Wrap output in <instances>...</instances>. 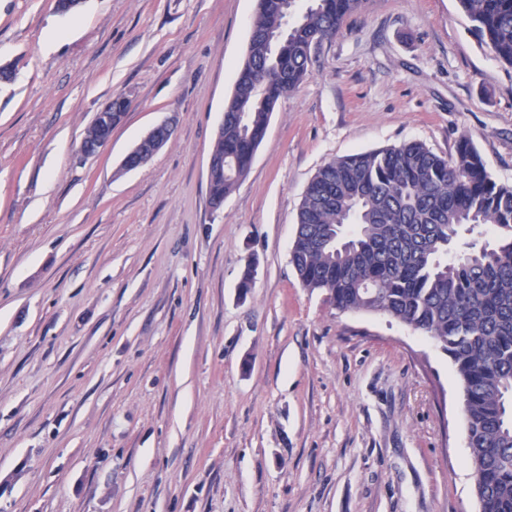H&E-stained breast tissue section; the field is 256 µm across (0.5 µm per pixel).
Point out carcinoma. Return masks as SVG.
Instances as JSON below:
<instances>
[{"label":"carcinoma","instance_id":"carcinoma-1","mask_svg":"<svg viewBox=\"0 0 512 512\" xmlns=\"http://www.w3.org/2000/svg\"><path fill=\"white\" fill-rule=\"evenodd\" d=\"M257 0L243 62L224 106L209 179L222 206L246 176L280 101L309 76L366 0ZM499 61L512 66V0H458ZM493 238L451 252L464 232ZM290 262L303 287L340 311L374 313L423 332L459 378L480 512H512V186L463 138L443 157L420 141L325 162L299 204Z\"/></svg>","mask_w":512,"mask_h":512}]
</instances>
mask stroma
Wrapping results in <instances>:
<instances>
[{"mask_svg": "<svg viewBox=\"0 0 512 512\" xmlns=\"http://www.w3.org/2000/svg\"><path fill=\"white\" fill-rule=\"evenodd\" d=\"M255 8L0 0V512H479L448 356L304 288L290 247L335 157L465 137L512 185V66L458 0H367L215 211ZM119 94L125 119L81 156ZM172 133L170 123L164 121L156 125L123 159L122 168L134 170L147 164L153 156L163 147ZM137 155L138 163L129 165V158Z\"/></svg>", "mask_w": 512, "mask_h": 512, "instance_id": "35a3bbf8", "label": "stroma"}]
</instances>
